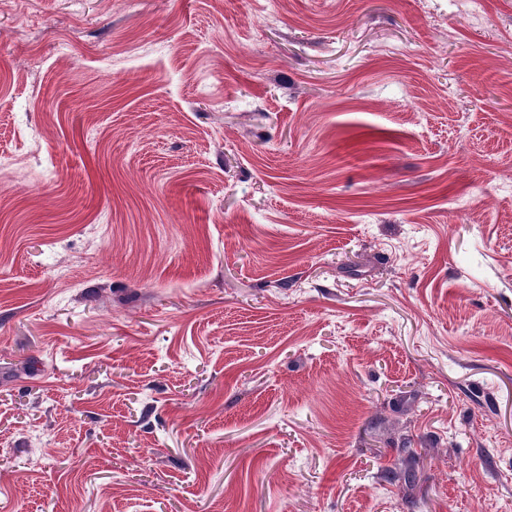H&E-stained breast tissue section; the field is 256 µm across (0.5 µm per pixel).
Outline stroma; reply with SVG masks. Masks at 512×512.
<instances>
[{
  "label": "stroma",
  "instance_id": "1",
  "mask_svg": "<svg viewBox=\"0 0 512 512\" xmlns=\"http://www.w3.org/2000/svg\"><path fill=\"white\" fill-rule=\"evenodd\" d=\"M0 512H512V0H0Z\"/></svg>",
  "mask_w": 512,
  "mask_h": 512
}]
</instances>
